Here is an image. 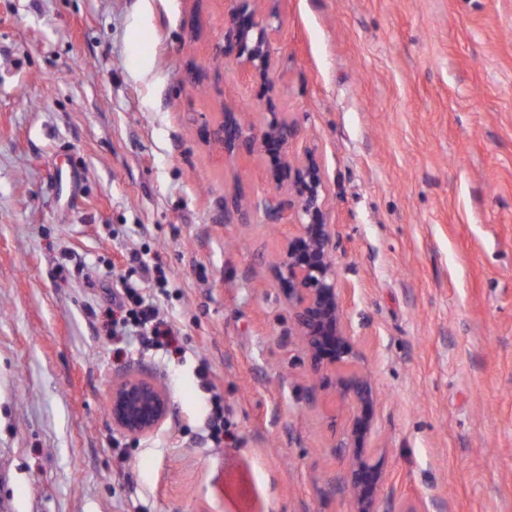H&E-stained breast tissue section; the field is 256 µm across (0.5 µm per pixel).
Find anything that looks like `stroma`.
<instances>
[{
    "instance_id": "stroma-1",
    "label": "stroma",
    "mask_w": 512,
    "mask_h": 512,
    "mask_svg": "<svg viewBox=\"0 0 512 512\" xmlns=\"http://www.w3.org/2000/svg\"><path fill=\"white\" fill-rule=\"evenodd\" d=\"M268 78L224 0H0V512H346L348 458L277 287L269 189L203 130L289 112L368 333L392 496L512 512V0H279ZM143 251L164 349L112 333ZM169 412L133 439L113 384ZM224 442L208 437L210 391ZM127 261L131 265L129 276L138 270L141 274L140 276L143 282H149V280L154 281L155 284L159 287L158 289L160 291H166L168 279L164 271L155 267L151 268L150 264L138 251H133L130 255H128ZM153 272L154 276L152 275ZM169 406L163 387L155 380L129 376L112 386V425L132 437L155 431Z\"/></svg>"
}]
</instances>
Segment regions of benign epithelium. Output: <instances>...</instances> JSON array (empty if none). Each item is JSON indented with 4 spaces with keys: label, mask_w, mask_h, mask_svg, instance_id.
<instances>
[{
    "label": "benign epithelium",
    "mask_w": 512,
    "mask_h": 512,
    "mask_svg": "<svg viewBox=\"0 0 512 512\" xmlns=\"http://www.w3.org/2000/svg\"><path fill=\"white\" fill-rule=\"evenodd\" d=\"M274 0H225L224 56L248 76L267 77L276 68ZM206 134L231 160L256 155L266 162L272 190L246 210L287 229L273 266L280 293L305 354L321 384L342 401L344 421L332 447L345 448L350 463L344 483L350 512H383L387 500L380 434L375 424L379 397L362 362L365 335H356L343 308L347 288L337 258L341 240L329 222L322 169L312 150L290 153L298 127L284 112H264L258 121L228 107ZM169 406L155 380L129 376L112 386V425L132 437L155 431Z\"/></svg>",
    "instance_id": "obj_1"
}]
</instances>
